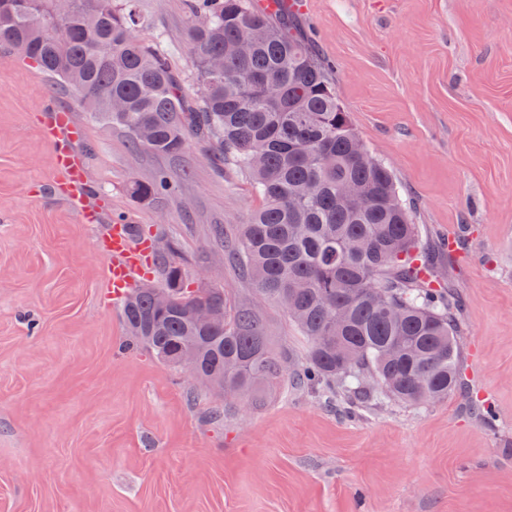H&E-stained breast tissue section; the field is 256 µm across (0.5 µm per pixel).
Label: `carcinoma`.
I'll use <instances>...</instances> for the list:
<instances>
[{
	"label": "carcinoma",
	"mask_w": 512,
	"mask_h": 512,
	"mask_svg": "<svg viewBox=\"0 0 512 512\" xmlns=\"http://www.w3.org/2000/svg\"><path fill=\"white\" fill-rule=\"evenodd\" d=\"M136 4L75 0L58 18L51 0H0V44H28L27 59L139 151L176 157L194 135L230 157L262 201L231 255L258 298L287 311L307 350L275 354L252 307H232L222 288L182 287L170 239L156 255L161 282L123 297L129 340L167 365L193 348L199 372L218 383L207 393L220 391L224 407L237 395L257 404L261 387L286 376L353 406L466 392L456 297L423 287L434 255L419 249L390 169L356 132L294 14L251 0H190L200 93L187 112L166 58L137 35ZM172 190L165 175L132 186L144 200ZM351 193L364 196L361 208ZM200 301L224 311L222 327L195 324L189 309Z\"/></svg>",
	"instance_id": "obj_1"
}]
</instances>
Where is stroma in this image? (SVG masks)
Returning <instances> with one entry per match:
<instances>
[{
  "mask_svg": "<svg viewBox=\"0 0 512 512\" xmlns=\"http://www.w3.org/2000/svg\"><path fill=\"white\" fill-rule=\"evenodd\" d=\"M139 36L196 98L185 0H137ZM340 104L412 206L431 277L458 297L468 389L356 410L279 384L225 408L190 374L127 345L101 281L103 224L47 188L41 105L55 101L105 222L174 239L185 285L254 306L273 352L303 353L287 313L225 258L260 205L249 177L196 137L176 157L132 151L0 47V512H512V0H298ZM165 172L180 193L133 182ZM460 238L457 254L441 250ZM495 413L486 422L473 401ZM131 189L136 197L146 200L163 192H171L173 187L170 186L167 176L161 175L150 182H136Z\"/></svg>",
  "mask_w": 512,
  "mask_h": 512,
  "instance_id": "stroma-1",
  "label": "stroma"
}]
</instances>
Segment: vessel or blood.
Segmentation results:
<instances>
[{
  "mask_svg": "<svg viewBox=\"0 0 512 512\" xmlns=\"http://www.w3.org/2000/svg\"><path fill=\"white\" fill-rule=\"evenodd\" d=\"M42 112V135L53 150L54 169L49 186L71 205L81 223H97L93 189L77 150L82 132L55 102L46 101ZM102 251L108 259L104 286L113 294H120L139 272L146 247L135 243L128 228L115 224L102 237Z\"/></svg>",
  "mask_w": 512,
  "mask_h": 512,
  "instance_id": "b4317fda",
  "label": "vessel or blood"
}]
</instances>
